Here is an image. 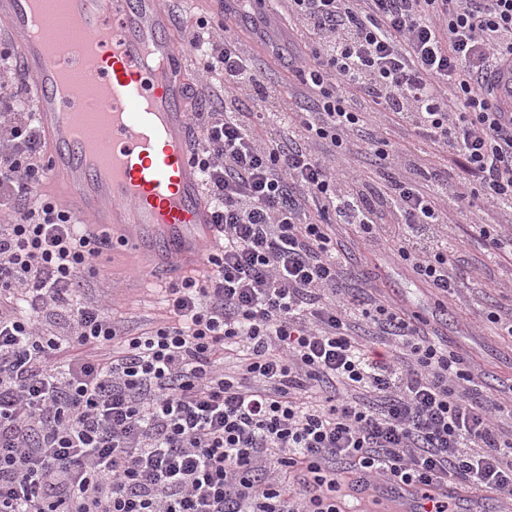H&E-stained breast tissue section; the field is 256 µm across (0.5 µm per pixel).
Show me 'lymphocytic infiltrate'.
I'll return each instance as SVG.
<instances>
[{"mask_svg": "<svg viewBox=\"0 0 512 512\" xmlns=\"http://www.w3.org/2000/svg\"><path fill=\"white\" fill-rule=\"evenodd\" d=\"M287 3L303 50L285 90L223 7L185 29L222 245L148 329L79 297L109 242L36 197L29 83L0 82V512H344L340 483L414 512L512 498V403L362 286L334 230L354 226L446 299L462 280L452 215L512 257V118L490 83L512 61V0ZM390 116L448 153L456 181L383 137ZM354 156L382 186L343 167Z\"/></svg>", "mask_w": 512, "mask_h": 512, "instance_id": "lymphocytic-infiltrate-1", "label": "lymphocytic infiltrate"}]
</instances>
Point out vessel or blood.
<instances>
[{"mask_svg":"<svg viewBox=\"0 0 512 512\" xmlns=\"http://www.w3.org/2000/svg\"><path fill=\"white\" fill-rule=\"evenodd\" d=\"M85 54L53 53L30 39L35 0H0V25L16 47L36 104L49 182L82 228L141 254L154 282L200 265L216 242L202 173L192 159L189 47L164 0H62ZM87 76L67 91L64 74ZM97 111L98 135L81 131Z\"/></svg>","mask_w":512,"mask_h":512,"instance_id":"obj_1","label":"vessel or blood"}]
</instances>
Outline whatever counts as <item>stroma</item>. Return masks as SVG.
<instances>
[{
    "instance_id": "1",
    "label": "stroma",
    "mask_w": 512,
    "mask_h": 512,
    "mask_svg": "<svg viewBox=\"0 0 512 512\" xmlns=\"http://www.w3.org/2000/svg\"><path fill=\"white\" fill-rule=\"evenodd\" d=\"M457 233L465 240L458 258L468 281L461 297L443 308L409 269L373 251L354 228L336 227L338 243L356 269L369 273L381 294L402 300L427 319L429 333L447 338L471 362L484 388L506 401L512 399V338L500 335L482 314L512 310V262L491 257L485 240L467 226H459ZM146 274L132 254L119 249L103 263L98 277L84 283L82 293L127 317L131 326L149 328L165 320L166 310L161 291L143 288Z\"/></svg>"
}]
</instances>
